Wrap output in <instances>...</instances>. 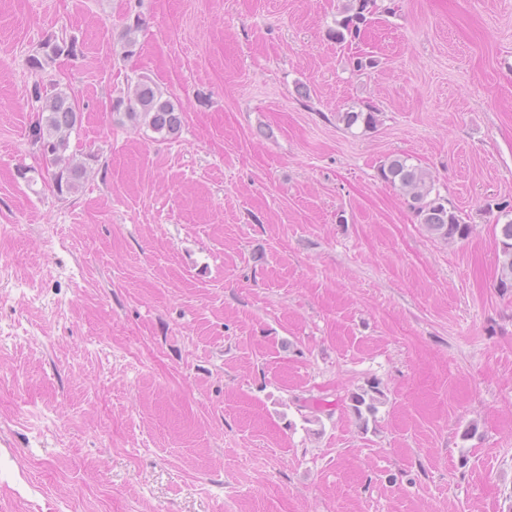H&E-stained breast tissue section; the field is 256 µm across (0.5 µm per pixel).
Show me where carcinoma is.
<instances>
[{
    "label": "carcinoma",
    "instance_id": "obj_1",
    "mask_svg": "<svg viewBox=\"0 0 512 512\" xmlns=\"http://www.w3.org/2000/svg\"><path fill=\"white\" fill-rule=\"evenodd\" d=\"M376 8V0H349L346 10L351 15L337 22L336 29L331 32L336 43H349L359 38L362 28L368 25ZM43 49L48 59L62 54L74 56L77 42L74 39L48 40ZM33 94L36 100H44V105L30 127L31 139L39 146L42 156L60 162L68 148L71 131L81 122L77 102L62 90L44 99L40 87L36 86ZM121 110L128 118L142 122L164 139L176 137L183 123L180 106L164 96L159 87L146 77L139 79L125 97L112 105V111ZM337 118L347 130L360 127L368 131L379 123V113L373 107L366 108L364 112H339ZM84 171L85 167L80 163H68L60 167L53 174L57 194L64 196L76 192L81 186ZM379 175L402 195L428 233L446 241L465 240L469 237L471 226L462 223L455 212L448 209V200L436 191L430 173L412 163L409 157H388L380 165ZM498 271L499 287L512 288V219L500 225ZM382 397L383 392L375 382L352 394V410L358 420L364 423L367 417L375 415Z\"/></svg>",
    "mask_w": 512,
    "mask_h": 512
}]
</instances>
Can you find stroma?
Masks as SVG:
<instances>
[{
	"label": "stroma",
	"instance_id": "1",
	"mask_svg": "<svg viewBox=\"0 0 512 512\" xmlns=\"http://www.w3.org/2000/svg\"><path fill=\"white\" fill-rule=\"evenodd\" d=\"M347 2L0 0V512H512V0H394L349 46ZM143 75L176 138L113 112ZM37 84L79 103L70 195ZM374 107L366 108V112H340L337 113L338 121L345 129L351 130L354 127H362L364 131L373 129L379 123V112ZM410 160L403 155L388 157L379 167L381 179L402 195L419 224L432 236L446 241L467 239L470 224L462 223L448 209V200L436 191L430 173ZM85 167L81 163H68L53 174V185L58 195L76 192L81 186ZM497 208L505 217L511 215L510 220L500 225L499 231L498 283L499 288L507 289L512 288V206L508 202H502ZM383 392L379 389V383H371L367 389L359 393H352L350 401L352 410L359 421L366 423L367 415L374 416L378 410L377 404L382 403Z\"/></svg>",
	"mask_w": 512,
	"mask_h": 512
}]
</instances>
